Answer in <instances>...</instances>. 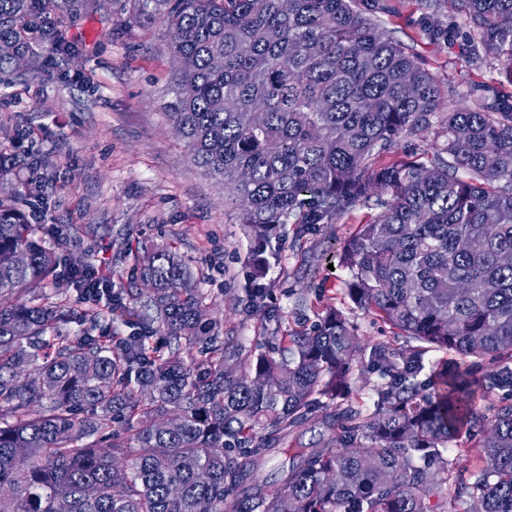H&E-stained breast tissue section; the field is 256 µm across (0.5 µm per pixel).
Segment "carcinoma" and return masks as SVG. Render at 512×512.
Here are the masks:
<instances>
[{"label":"carcinoma","instance_id":"1","mask_svg":"<svg viewBox=\"0 0 512 512\" xmlns=\"http://www.w3.org/2000/svg\"><path fill=\"white\" fill-rule=\"evenodd\" d=\"M468 58L491 56L512 85V0H462ZM106 0H0V76L44 72L35 45L69 50L65 16ZM127 23L165 27L174 59L165 110L194 163L231 200L261 276L281 224L297 234L375 200L340 255L349 299L403 342L366 350L327 309L308 332L273 330L269 349L224 335L214 302L173 247L135 256L131 283L73 264L33 224L36 175L0 196V512H512V402L481 414L469 373L435 375L427 349L497 365L512 387V94L441 111L432 72L358 0H124ZM224 58L216 69L212 60ZM194 96L186 99L182 88ZM432 131V157L380 163L401 133ZM25 164L0 154V180ZM264 288L247 303L260 321ZM112 304L99 305L101 296ZM137 306L122 336L114 311ZM377 375L371 409L343 404L355 372ZM331 432L307 446L295 431ZM480 427L478 464L452 473L448 443ZM284 461L268 474L271 457ZM453 499L437 495L443 476ZM446 359L462 361L459 356L442 351H430L425 355L424 369L418 376V380L422 383L421 388L423 393L433 395V387L429 384L430 375L436 370L438 363Z\"/></svg>","mask_w":512,"mask_h":512}]
</instances>
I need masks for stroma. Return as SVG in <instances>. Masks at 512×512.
Returning a JSON list of instances; mask_svg holds the SVG:
<instances>
[{"instance_id":"stroma-1","label":"stroma","mask_w":512,"mask_h":512,"mask_svg":"<svg viewBox=\"0 0 512 512\" xmlns=\"http://www.w3.org/2000/svg\"><path fill=\"white\" fill-rule=\"evenodd\" d=\"M379 26L410 47L439 80L449 104L469 105L484 85L508 93L495 60H467L460 0H379ZM123 4L68 22L73 52L64 74H27L0 84V147L50 161L42 197L45 221L69 225L60 252L112 269L113 284L128 285L133 255L173 243L188 260L224 321V331L246 345L263 343L256 317L241 306L250 292L249 241L225 201L224 186L191 160L164 110L175 67L160 28L125 23ZM22 128V141L8 133ZM375 202L356 206L331 224L300 236L281 225L277 259L264 283L266 310L282 327H310L325 308L341 310L358 336L393 345L395 329L357 309L344 288L339 255L357 225L379 214Z\"/></svg>"}]
</instances>
